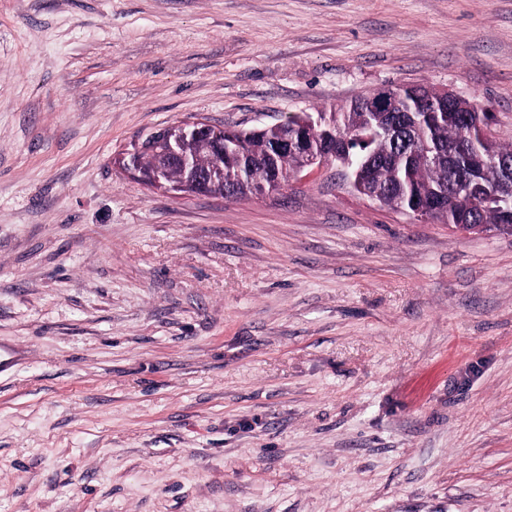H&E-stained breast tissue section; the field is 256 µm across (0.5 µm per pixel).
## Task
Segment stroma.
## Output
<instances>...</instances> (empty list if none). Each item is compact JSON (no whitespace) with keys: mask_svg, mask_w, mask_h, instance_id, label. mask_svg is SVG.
<instances>
[{"mask_svg":"<svg viewBox=\"0 0 512 512\" xmlns=\"http://www.w3.org/2000/svg\"><path fill=\"white\" fill-rule=\"evenodd\" d=\"M391 84L512 142V0H0V512H512V236L115 163Z\"/></svg>","mask_w":512,"mask_h":512,"instance_id":"obj_1","label":"stroma"}]
</instances>
